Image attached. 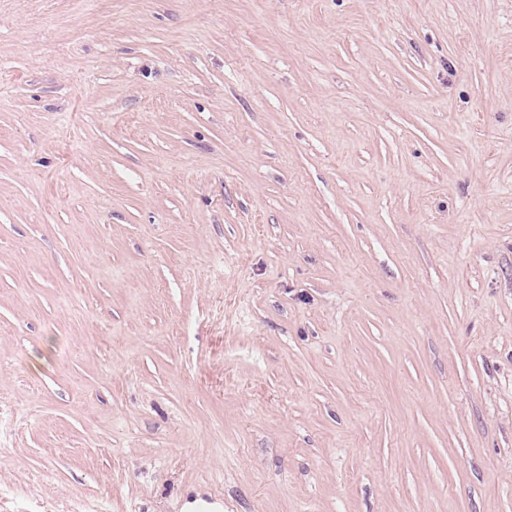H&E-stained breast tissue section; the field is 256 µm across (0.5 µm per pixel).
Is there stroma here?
Listing matches in <instances>:
<instances>
[{"label":"stroma","mask_w":512,"mask_h":512,"mask_svg":"<svg viewBox=\"0 0 512 512\" xmlns=\"http://www.w3.org/2000/svg\"><path fill=\"white\" fill-rule=\"evenodd\" d=\"M512 512V0H0V499Z\"/></svg>","instance_id":"1"}]
</instances>
